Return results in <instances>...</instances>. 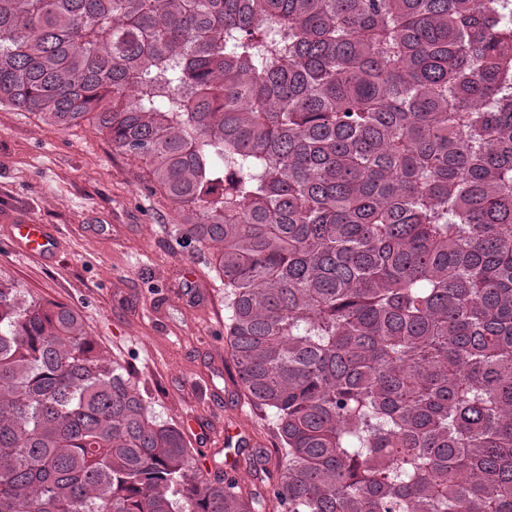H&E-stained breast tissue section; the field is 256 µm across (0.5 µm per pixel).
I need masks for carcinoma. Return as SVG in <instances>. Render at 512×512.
Segmentation results:
<instances>
[{"label":"carcinoma","mask_w":512,"mask_h":512,"mask_svg":"<svg viewBox=\"0 0 512 512\" xmlns=\"http://www.w3.org/2000/svg\"><path fill=\"white\" fill-rule=\"evenodd\" d=\"M0 107L144 161L279 442L201 475L0 282V512H512V0H0Z\"/></svg>","instance_id":"obj_1"}]
</instances>
